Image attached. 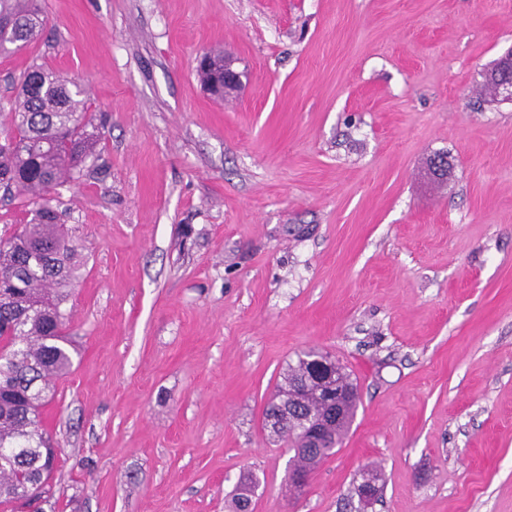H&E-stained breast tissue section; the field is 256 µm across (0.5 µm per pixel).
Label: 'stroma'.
I'll return each instance as SVG.
<instances>
[{
  "mask_svg": "<svg viewBox=\"0 0 512 512\" xmlns=\"http://www.w3.org/2000/svg\"><path fill=\"white\" fill-rule=\"evenodd\" d=\"M41 6L0 57V143L34 64L105 123L54 194L80 266L43 512H233L243 483L252 512H512V102L481 91L512 0ZM311 347L361 402L295 495L263 410ZM210 60L206 57V53L201 55L198 59L197 73L198 70H209L212 69V78L208 84L204 83L207 89L216 95L226 96L239 88L242 84V75L233 69L232 61L224 57V62L217 63V65L209 66ZM222 65V69L217 72V66Z\"/></svg>",
  "mask_w": 512,
  "mask_h": 512,
  "instance_id": "stroma-1",
  "label": "stroma"
}]
</instances>
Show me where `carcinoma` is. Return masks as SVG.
Here are the masks:
<instances>
[{
    "label": "carcinoma",
    "instance_id": "1",
    "mask_svg": "<svg viewBox=\"0 0 512 512\" xmlns=\"http://www.w3.org/2000/svg\"><path fill=\"white\" fill-rule=\"evenodd\" d=\"M0 55L37 42L46 19L40 0H0ZM81 85L42 65L19 79L10 119L14 135L0 145V184L28 195L36 204L34 223L24 224L0 241V505L12 502L21 487L41 480L55 468L52 437L43 425L49 403V379L69 371L70 341L64 335L77 264L76 246L57 224L51 191L80 169L100 139L88 131ZM313 353H302L288 366L284 383L265 411V418L284 414L276 400L292 395L321 416L319 366ZM359 396L344 406L325 442L313 456H295L294 468L315 466L336 453L353 422ZM274 437L290 448L300 445L297 425L280 427Z\"/></svg>",
    "mask_w": 512,
    "mask_h": 512
}]
</instances>
